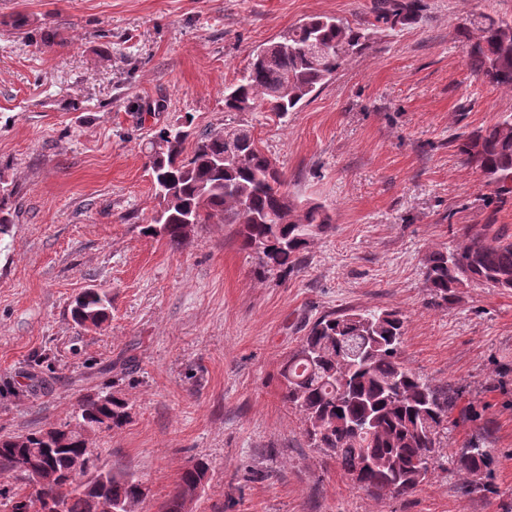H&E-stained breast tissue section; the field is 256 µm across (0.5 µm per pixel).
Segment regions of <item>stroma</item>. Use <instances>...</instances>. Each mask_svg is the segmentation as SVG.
Segmentation results:
<instances>
[{"label": "stroma", "mask_w": 512, "mask_h": 512, "mask_svg": "<svg viewBox=\"0 0 512 512\" xmlns=\"http://www.w3.org/2000/svg\"><path fill=\"white\" fill-rule=\"evenodd\" d=\"M373 2L0 0V178L16 187L0 237V435L72 428L79 401L109 391L131 418L89 445L98 469L144 483L139 512L198 461L192 512H512V292L469 283L440 306L424 275L462 225L512 235V199L486 207L490 187L448 145L512 113L455 32L484 10L512 19V0H422L421 21L379 30L287 120L224 109L259 47L311 15L370 18ZM46 26L54 41H28ZM187 112L201 130L249 126L290 194L331 215L300 271L258 280L233 224L198 225L177 249L143 234L158 206L146 146ZM88 288L112 296L98 328L70 315ZM377 308L405 318V365L459 391L430 479L382 500L311 444L280 377L317 318ZM477 438L489 492L478 478L466 491L453 465Z\"/></svg>", "instance_id": "35a3bbf8"}]
</instances>
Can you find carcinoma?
Segmentation results:
<instances>
[{"label": "carcinoma", "instance_id": "obj_1", "mask_svg": "<svg viewBox=\"0 0 512 512\" xmlns=\"http://www.w3.org/2000/svg\"><path fill=\"white\" fill-rule=\"evenodd\" d=\"M422 19L421 0H375L373 19L355 25L339 18L311 16L287 36L265 45L224 88V111L266 109L280 118L296 111L316 88L327 83L365 49L378 29ZM470 71L497 88L512 90V20L486 12L457 29ZM191 115L159 127L149 142L151 171L159 209L144 230L168 239L177 249L196 224H236L242 247L251 251L259 278L301 269L305 252L333 229L319 203L288 193L277 160L263 152L253 136H244L237 159L224 161V138L242 135L239 126L201 134L190 153ZM448 145L477 169L494 200L512 197V113L493 124L454 134ZM14 190L0 182V237L12 223L6 211ZM458 242L430 252L426 280L434 299L453 301L467 282L512 291V238L464 225ZM111 299L88 289L75 300L71 315L79 326L94 327L109 315ZM405 321L396 310L334 312L316 319L298 349L283 365L282 399L304 416L305 431L316 447L336 458L354 483L377 498L404 495L429 478L448 434L454 404L400 357ZM79 428L0 436V470L26 479L42 470L48 484L28 496L12 498V512L54 500L61 512H93L104 498L116 512H137L147 497L143 483L126 472L94 469V449L85 432L124 426L128 403L109 392L83 398L77 407ZM86 458L83 475L71 472L74 457ZM457 473L480 476L491 471V455L479 440L457 454ZM208 466L198 462L182 471L163 512H189L204 490Z\"/></svg>", "mask_w": 512, "mask_h": 512}]
</instances>
